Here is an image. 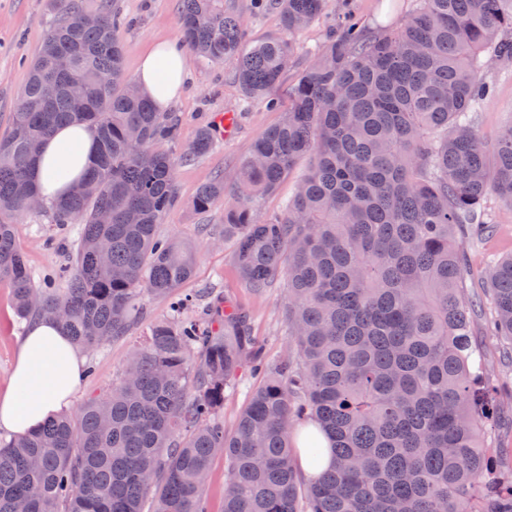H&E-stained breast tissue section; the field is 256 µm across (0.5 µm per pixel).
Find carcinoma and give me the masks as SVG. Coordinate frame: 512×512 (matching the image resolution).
I'll return each mask as SVG.
<instances>
[{
  "label": "carcinoma",
  "instance_id": "obj_1",
  "mask_svg": "<svg viewBox=\"0 0 512 512\" xmlns=\"http://www.w3.org/2000/svg\"><path fill=\"white\" fill-rule=\"evenodd\" d=\"M181 42L237 61L245 97L276 87L295 52L270 38L246 48L224 0H179ZM288 34L331 0H276ZM29 65L16 112L0 134V282L22 319L53 316L73 343L100 348L126 335L143 292L166 296L188 280L193 250L157 235L177 201L178 119L128 90L117 14L94 25L75 0ZM282 121L255 143L224 205V236L245 286L284 280L293 355L270 364L233 435L218 412L226 390L261 363L246 314L218 298L205 317L154 324L120 381L25 438L0 439V512H207L204 475L228 462L224 512H512V470L481 444L488 411L471 370L478 311L462 296L458 231L481 220L493 190L512 206V124L482 139L471 113L491 94L483 72L512 58V0H418L400 26L368 34L355 19L311 52ZM109 72L112 82L97 83ZM88 124L97 141L88 178L54 206L78 239L59 278L33 281L12 217L38 196L35 146L57 126ZM197 131L183 158L216 145ZM314 157L281 216L263 220L256 194L277 189ZM224 195L202 186L194 208ZM112 214L109 224L98 214ZM492 320L512 344V255L488 266ZM308 418L332 441L333 465L303 485L288 435Z\"/></svg>",
  "mask_w": 512,
  "mask_h": 512
}]
</instances>
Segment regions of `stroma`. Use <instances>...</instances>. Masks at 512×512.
I'll list each match as a JSON object with an SVG mask.
<instances>
[{
	"label": "stroma",
	"instance_id": "1",
	"mask_svg": "<svg viewBox=\"0 0 512 512\" xmlns=\"http://www.w3.org/2000/svg\"><path fill=\"white\" fill-rule=\"evenodd\" d=\"M240 17L248 45L263 40L287 37L278 10L256 13L253 0H231ZM416 0H348L350 10L365 25L399 26L412 12ZM127 24L120 31L124 47V70L135 78L142 53L160 39L179 40V0H110ZM53 17L51 0H0V131L8 125L27 79V67L39 50ZM338 14L327 10L295 37L292 64L282 82L269 98L244 99L236 82V63L211 62L188 55L189 76L181 94L168 110L181 123L182 143H189L196 130L206 122L230 114L235 116L234 130L221 137L211 153L180 161L175 169L177 202L157 226L160 237H174L191 246L196 255L193 276L178 288V295L197 298L194 315H201L212 296L220 294L231 304L246 311L251 335L266 362L273 363L289 353L284 288L277 287L255 295L242 288L233 261V243L224 237V201L216 199L204 212L192 206L199 188L215 178H223L225 190H232L242 161L251 153L256 140L277 125L290 101V90L308 64L311 49L334 35ZM494 84L495 96L476 116V128L490 139L504 126L512 124V61L493 62L484 71ZM485 204L495 224L492 237L471 239L465 247L466 284L469 293H478V282L494 260L512 254V207L496 194H488ZM48 206L26 212L13 221L15 240L35 281L55 276L67 261V246L76 237L72 224L60 226L51 221ZM144 315L127 336L103 348L83 351L89 371L72 396L73 407H80L90 394L108 393L118 382L127 360L139 347L152 324L171 314L165 297L142 295ZM27 322L15 308L13 293L0 282V391L8 384L18 346ZM502 337L479 324L474 338V360L482 370L478 387L489 407L482 442L490 454L500 446L512 448V365L503 363Z\"/></svg>",
	"mask_w": 512,
	"mask_h": 512
}]
</instances>
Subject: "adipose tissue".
I'll list each match as a JSON object with an SVG mask.
<instances>
[{
	"label": "adipose tissue",
	"mask_w": 512,
	"mask_h": 512,
	"mask_svg": "<svg viewBox=\"0 0 512 512\" xmlns=\"http://www.w3.org/2000/svg\"><path fill=\"white\" fill-rule=\"evenodd\" d=\"M186 55L173 40L152 44L141 56L136 78L157 109H165L185 83ZM95 134L66 124L44 139L33 171L44 204L55 203L82 182L93 164ZM84 376V360L60 321L37 318L28 327L9 385L0 393V430L24 437L71 405Z\"/></svg>",
	"instance_id": "ef3b65f1"
}]
</instances>
